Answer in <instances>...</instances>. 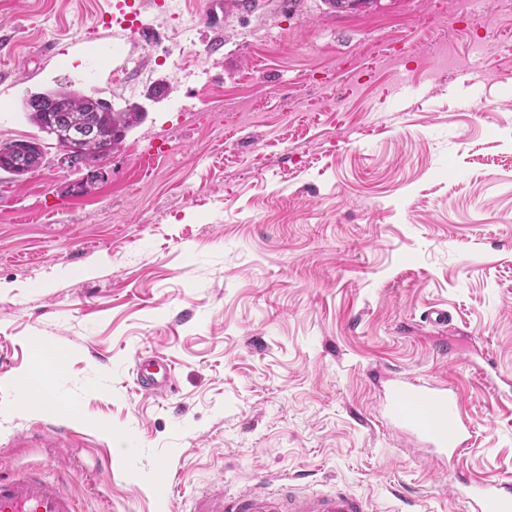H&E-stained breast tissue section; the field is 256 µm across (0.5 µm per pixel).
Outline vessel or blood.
<instances>
[{
	"instance_id": "obj_1",
	"label": "vessel or blood",
	"mask_w": 512,
	"mask_h": 512,
	"mask_svg": "<svg viewBox=\"0 0 512 512\" xmlns=\"http://www.w3.org/2000/svg\"><path fill=\"white\" fill-rule=\"evenodd\" d=\"M160 4L161 0H114L111 13L103 15L102 21L108 28L136 32L143 27L144 14ZM171 369L160 354L138 357V391L153 397L168 396L174 389ZM387 382L383 404L413 445L428 449L435 466L443 468L457 460L467 449L472 433L457 388L412 375H391ZM68 483L66 474L49 476L29 467L0 473V512H84ZM460 494L471 512H512V482L470 481ZM193 512H368V507L340 491L330 496L285 498L267 487L228 500L223 488L216 485L196 500Z\"/></svg>"
}]
</instances>
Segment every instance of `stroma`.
Returning <instances> with one entry per match:
<instances>
[{"label": "stroma", "instance_id": "1", "mask_svg": "<svg viewBox=\"0 0 512 512\" xmlns=\"http://www.w3.org/2000/svg\"><path fill=\"white\" fill-rule=\"evenodd\" d=\"M206 2L130 34L108 0H0V144L38 136L22 100L65 82L145 114L94 170L48 138L42 167L0 171V470L67 471L85 512L268 482L464 512L451 481H512V401L475 369L512 375V0H251L219 29ZM41 348L73 415L16 406ZM151 351L164 398L135 388ZM387 368L460 391L450 471L386 423ZM51 423L80 441L49 447ZM172 366L162 355L153 353L138 356L136 361L135 384L139 392L153 397H166L173 392Z\"/></svg>", "mask_w": 512, "mask_h": 512}]
</instances>
